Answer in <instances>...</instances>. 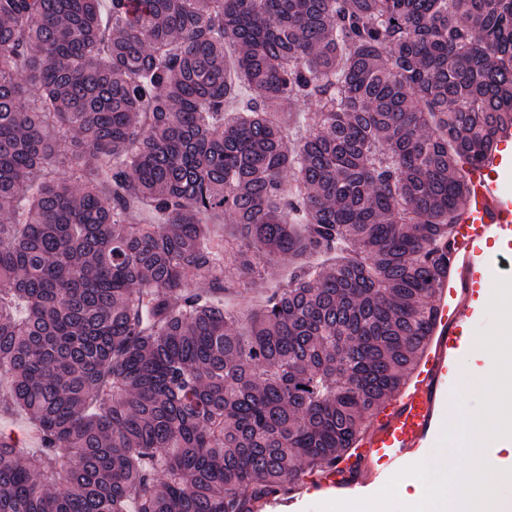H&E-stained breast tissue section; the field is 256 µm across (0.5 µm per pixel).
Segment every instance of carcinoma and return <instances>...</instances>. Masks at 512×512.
<instances>
[{
	"label": "carcinoma",
	"instance_id": "1",
	"mask_svg": "<svg viewBox=\"0 0 512 512\" xmlns=\"http://www.w3.org/2000/svg\"><path fill=\"white\" fill-rule=\"evenodd\" d=\"M511 134L512 0H0V512L350 463Z\"/></svg>",
	"mask_w": 512,
	"mask_h": 512
}]
</instances>
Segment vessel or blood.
I'll list each match as a JSON object with an SVG mask.
<instances>
[{
    "mask_svg": "<svg viewBox=\"0 0 512 512\" xmlns=\"http://www.w3.org/2000/svg\"><path fill=\"white\" fill-rule=\"evenodd\" d=\"M503 168L512 169V155L495 156L471 175L475 193L454 226L451 274L442 282L438 319L412 388L393 397L375 417L356 449L357 474L337 466L324 477L323 489L343 496L377 486L436 441L452 390L450 372L480 310L481 273L492 266L512 270V264L493 261L487 251L492 241L512 243V195L502 193L498 184Z\"/></svg>",
    "mask_w": 512,
    "mask_h": 512,
    "instance_id": "obj_1",
    "label": "vessel or blood"
}]
</instances>
